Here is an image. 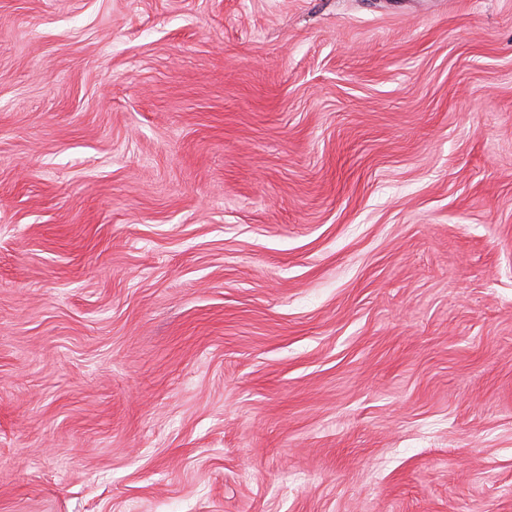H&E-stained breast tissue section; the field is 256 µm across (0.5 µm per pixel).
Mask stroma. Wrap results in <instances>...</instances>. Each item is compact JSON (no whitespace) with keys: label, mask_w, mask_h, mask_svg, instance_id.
Instances as JSON below:
<instances>
[{"label":"stroma","mask_w":512,"mask_h":512,"mask_svg":"<svg viewBox=\"0 0 512 512\" xmlns=\"http://www.w3.org/2000/svg\"><path fill=\"white\" fill-rule=\"evenodd\" d=\"M0 512H512V0H0Z\"/></svg>","instance_id":"obj_1"}]
</instances>
